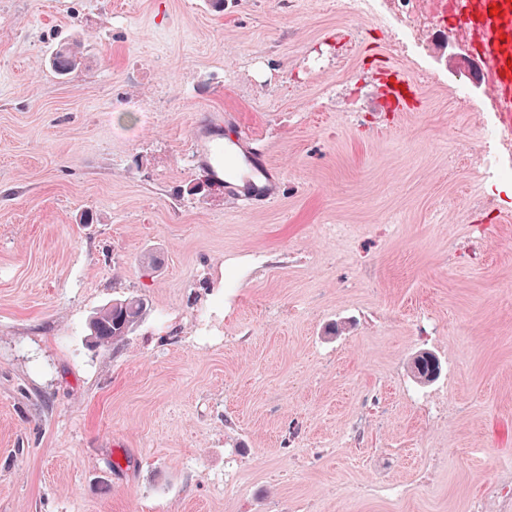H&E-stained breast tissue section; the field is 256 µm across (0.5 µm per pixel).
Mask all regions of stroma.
<instances>
[{
  "instance_id": "stroma-1",
  "label": "stroma",
  "mask_w": 512,
  "mask_h": 512,
  "mask_svg": "<svg viewBox=\"0 0 512 512\" xmlns=\"http://www.w3.org/2000/svg\"><path fill=\"white\" fill-rule=\"evenodd\" d=\"M396 12L0 0V512H500L512 186L477 171L512 147L455 29L396 49ZM67 39L87 53L60 76ZM228 112L271 203L209 184ZM130 295L140 323L93 346ZM387 483L406 495L358 494ZM83 47L80 42L61 45L52 54L49 65L60 76H67L75 72L82 64ZM147 306V300L142 296L112 300V304L100 309L89 320L91 338L98 346L122 341L142 319ZM413 377L420 383L434 380L440 372L438 360L430 353H422L412 362Z\"/></svg>"
}]
</instances>
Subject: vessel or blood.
Segmentation results:
<instances>
[{"label":"vessel or blood","instance_id":"obj_1","mask_svg":"<svg viewBox=\"0 0 512 512\" xmlns=\"http://www.w3.org/2000/svg\"><path fill=\"white\" fill-rule=\"evenodd\" d=\"M484 65L488 82L499 88L494 104L512 139V0H469L461 17ZM232 155L211 152V165L224 186L241 205L251 207L276 196V174L264 155L253 152L251 137L241 134Z\"/></svg>","mask_w":512,"mask_h":512}]
</instances>
